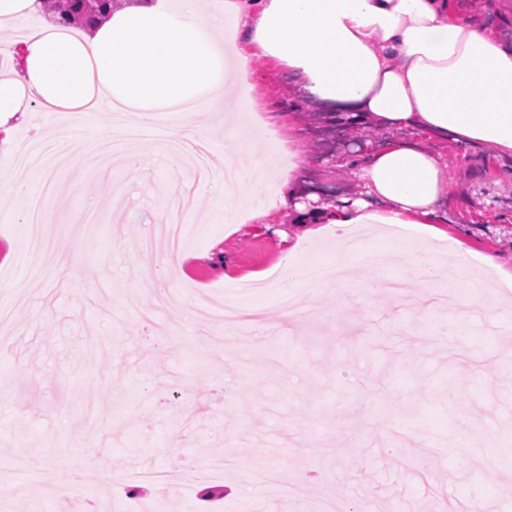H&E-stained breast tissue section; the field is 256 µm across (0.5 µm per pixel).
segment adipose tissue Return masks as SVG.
Returning a JSON list of instances; mask_svg holds the SVG:
<instances>
[{
    "label": "adipose tissue",
    "mask_w": 512,
    "mask_h": 512,
    "mask_svg": "<svg viewBox=\"0 0 512 512\" xmlns=\"http://www.w3.org/2000/svg\"><path fill=\"white\" fill-rule=\"evenodd\" d=\"M228 14L246 49L227 50ZM22 44L20 66L0 73V133L33 113L63 125L120 106L173 113L172 139L206 136L220 116L247 141L256 127L252 62L262 55L288 66L305 96L336 105L337 123L410 129L512 158V43L450 14L448 0H178L174 8L138 0L88 32L45 23ZM426 142L361 156L360 197L323 208L303 203L306 160L292 153L276 182L277 208L344 234L396 226L400 279L437 287L447 278L442 261L407 245L434 233L448 194V166Z\"/></svg>",
    "instance_id": "obj_1"
}]
</instances>
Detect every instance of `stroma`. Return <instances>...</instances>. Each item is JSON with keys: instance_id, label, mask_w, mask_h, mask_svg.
<instances>
[{"instance_id": "1", "label": "stroma", "mask_w": 512, "mask_h": 512, "mask_svg": "<svg viewBox=\"0 0 512 512\" xmlns=\"http://www.w3.org/2000/svg\"><path fill=\"white\" fill-rule=\"evenodd\" d=\"M449 2L512 41V0ZM251 84L269 128L283 139L296 130L319 204L356 197L348 159L399 138L332 123L272 59H254ZM211 136L204 173L142 135L124 145L138 153V173L117 158L64 165L45 235L73 249L40 276L29 270L25 220L0 203V300L11 315L0 349V512H60L55 475L84 458L105 478L74 490L77 512H122L133 487L146 512H319L330 497L348 512H443L464 496L512 512V297L492 287L479 306L464 292L444 308L419 283L398 297L372 294L366 268L346 301L320 294L302 325L283 324L286 239L301 240L303 269L335 265L346 242L332 231L306 238V225L284 215L237 231L225 224V205L247 208L250 187L213 176L261 157L265 144L242 145L229 126ZM432 149L448 166L447 238L422 236L414 248L452 266L459 242L511 269L512 160L489 147ZM175 199L188 261L171 280L159 250L140 242ZM205 300L229 301L242 317L200 328ZM219 459L227 465L213 478L165 490L140 477ZM303 472L320 482H300Z\"/></svg>"}]
</instances>
